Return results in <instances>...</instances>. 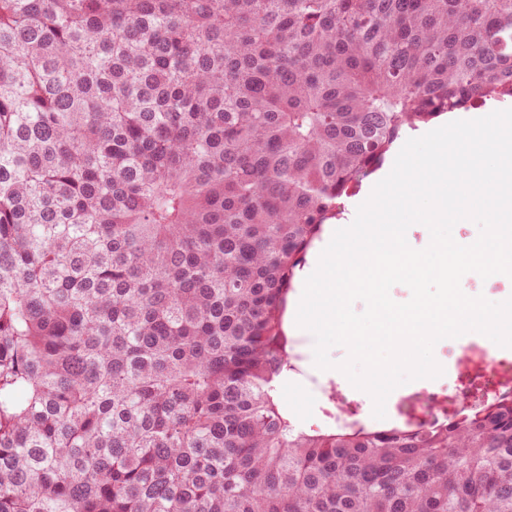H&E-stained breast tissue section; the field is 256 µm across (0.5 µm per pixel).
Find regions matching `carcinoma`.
Segmentation results:
<instances>
[{
	"mask_svg": "<svg viewBox=\"0 0 512 512\" xmlns=\"http://www.w3.org/2000/svg\"><path fill=\"white\" fill-rule=\"evenodd\" d=\"M489 101L512 0H0V512H512L511 390L275 396L338 200Z\"/></svg>",
	"mask_w": 512,
	"mask_h": 512,
	"instance_id": "obj_1",
	"label": "carcinoma"
}]
</instances>
